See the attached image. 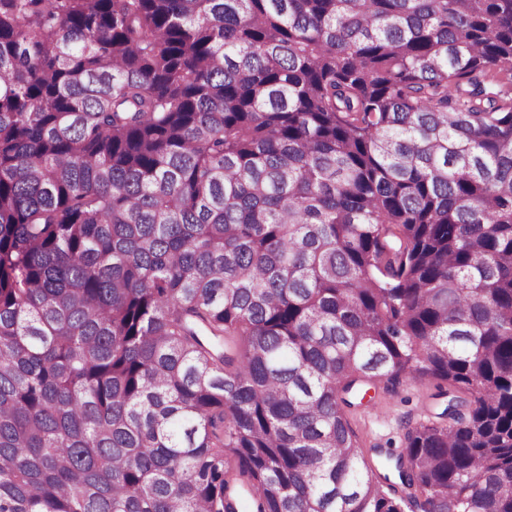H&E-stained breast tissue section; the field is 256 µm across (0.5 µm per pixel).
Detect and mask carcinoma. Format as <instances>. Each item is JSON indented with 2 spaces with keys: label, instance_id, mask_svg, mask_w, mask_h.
Instances as JSON below:
<instances>
[{
  "label": "carcinoma",
  "instance_id": "carcinoma-1",
  "mask_svg": "<svg viewBox=\"0 0 512 512\" xmlns=\"http://www.w3.org/2000/svg\"><path fill=\"white\" fill-rule=\"evenodd\" d=\"M493 75L512 0H0V512H512ZM435 382L426 379H406L394 393L368 389L362 405L351 409V422L358 443L367 457L370 448H403V426L425 421L436 411Z\"/></svg>",
  "mask_w": 512,
  "mask_h": 512
}]
</instances>
